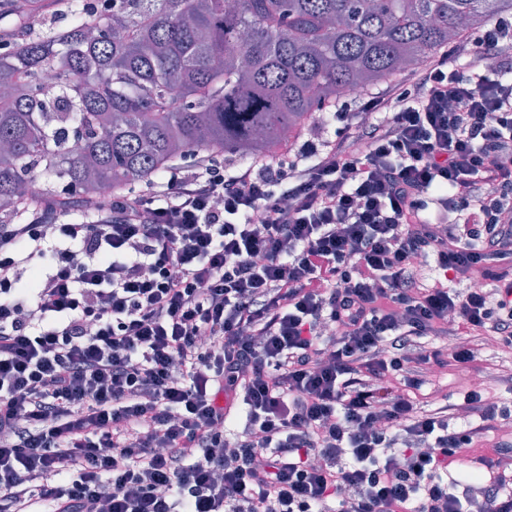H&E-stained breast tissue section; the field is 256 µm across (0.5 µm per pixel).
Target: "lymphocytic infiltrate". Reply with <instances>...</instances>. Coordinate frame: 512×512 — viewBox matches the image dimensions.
<instances>
[{"label": "lymphocytic infiltrate", "instance_id": "f902f5d3", "mask_svg": "<svg viewBox=\"0 0 512 512\" xmlns=\"http://www.w3.org/2000/svg\"><path fill=\"white\" fill-rule=\"evenodd\" d=\"M511 72L492 18L331 136L0 224V512H512L476 365L512 346Z\"/></svg>", "mask_w": 512, "mask_h": 512}]
</instances>
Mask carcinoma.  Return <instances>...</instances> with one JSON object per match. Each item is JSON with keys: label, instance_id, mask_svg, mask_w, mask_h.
Instances as JSON below:
<instances>
[{"label": "carcinoma", "instance_id": "cac0c4a2", "mask_svg": "<svg viewBox=\"0 0 512 512\" xmlns=\"http://www.w3.org/2000/svg\"><path fill=\"white\" fill-rule=\"evenodd\" d=\"M511 15L512 0H112L106 16L69 0L67 25L0 52V216L47 196L79 220L99 185L126 192L197 149L269 155L343 88L368 92Z\"/></svg>", "mask_w": 512, "mask_h": 512}]
</instances>
